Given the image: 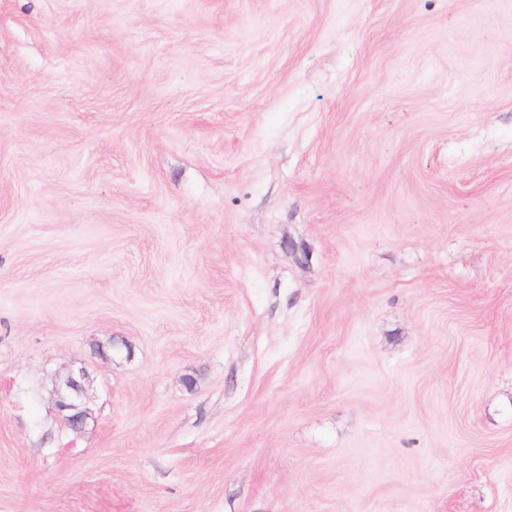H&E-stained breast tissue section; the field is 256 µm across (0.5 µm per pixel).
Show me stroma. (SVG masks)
I'll return each instance as SVG.
<instances>
[{"label": "stroma", "mask_w": 512, "mask_h": 512, "mask_svg": "<svg viewBox=\"0 0 512 512\" xmlns=\"http://www.w3.org/2000/svg\"><path fill=\"white\" fill-rule=\"evenodd\" d=\"M0 512H512V0H0ZM88 372L80 368L78 374L70 372L66 379L56 388L57 406L66 424L72 430L82 429L88 419L89 412L84 406V382L88 380Z\"/></svg>", "instance_id": "obj_1"}]
</instances>
